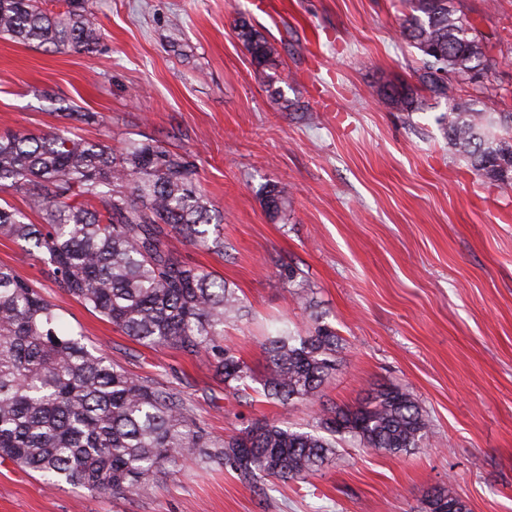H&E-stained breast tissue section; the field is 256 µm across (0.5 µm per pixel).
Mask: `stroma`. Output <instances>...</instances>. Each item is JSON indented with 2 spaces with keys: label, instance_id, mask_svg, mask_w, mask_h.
<instances>
[{
  "label": "stroma",
  "instance_id": "35a3bbf8",
  "mask_svg": "<svg viewBox=\"0 0 512 512\" xmlns=\"http://www.w3.org/2000/svg\"><path fill=\"white\" fill-rule=\"evenodd\" d=\"M495 44L488 87L512 112V0H455ZM92 54L0 37V132L73 134L120 147L153 139L189 154L224 252L182 247L224 277L246 312L224 326L255 378L275 323L306 334L322 312L342 342L321 402L281 406L225 391L207 358L146 348L70 297L40 262L0 238L11 267L67 326L114 364L185 393L211 435L259 417L307 429L324 405H352L377 386L412 391L428 421L422 448L392 456L349 439L321 471L257 486L223 464L185 465L135 496L47 488L0 460V512H418L454 485L470 512H512V189L476 175L442 130L443 99L419 91L418 51L399 36L402 0H93ZM246 20L274 47L258 69L238 40ZM416 89L402 112L381 85ZM93 112L67 123L63 107ZM291 189L286 219L263 188ZM298 266L314 308L294 304L279 274Z\"/></svg>",
  "mask_w": 512,
  "mask_h": 512
}]
</instances>
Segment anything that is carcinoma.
I'll return each mask as SVG.
<instances>
[{"instance_id": "cac0c4a2", "label": "carcinoma", "mask_w": 512, "mask_h": 512, "mask_svg": "<svg viewBox=\"0 0 512 512\" xmlns=\"http://www.w3.org/2000/svg\"><path fill=\"white\" fill-rule=\"evenodd\" d=\"M405 41L423 57L417 80L433 98H446L451 78L474 82L489 66L477 26L453 0H405ZM54 13L44 0H0V36L57 50L92 53L101 31L93 0H64ZM237 37L259 69L276 65L272 47L251 24ZM379 94L401 111L416 109L411 88ZM444 131L457 154L479 175L512 188V113L490 90L453 100ZM21 194L42 222L0 204V236L24 245L69 296L149 348L206 356L224 389L237 395L251 370L224 344V323L242 315L236 289L186 263L178 245L224 254L195 165L148 139L115 149L101 140L61 132L0 136V192ZM273 218L286 215L288 189L264 187ZM313 331L294 334L284 322L261 343L269 363L264 396L282 406L315 402L336 371L339 336L311 312ZM350 438L389 455L423 445L427 421L412 392L374 389L355 406L327 408L314 432L254 419L238 433L209 436L177 389L153 385L87 346L82 334L28 281L0 265V459L38 472L47 484L135 495L162 471L182 462L217 460L245 484L257 477L304 480ZM203 448L213 452L204 454ZM468 512L451 487L427 494L420 512Z\"/></svg>"}]
</instances>
